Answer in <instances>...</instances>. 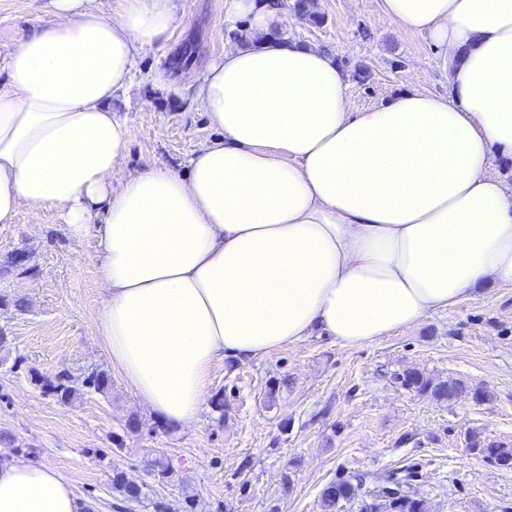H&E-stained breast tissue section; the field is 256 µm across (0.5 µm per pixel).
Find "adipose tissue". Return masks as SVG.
I'll return each mask as SVG.
<instances>
[{"label":"adipose tissue","instance_id":"obj_1","mask_svg":"<svg viewBox=\"0 0 512 512\" xmlns=\"http://www.w3.org/2000/svg\"><path fill=\"white\" fill-rule=\"evenodd\" d=\"M51 7L0 80V224L25 205L96 238V334L164 422H195L218 361L315 334L369 346L512 284V190L490 171L512 157V0H380L442 50L449 87L358 114L336 54L273 35L288 0H225L252 42L198 83L218 135L181 173L125 172L133 129L111 103L183 0ZM84 510L56 467L0 462V512Z\"/></svg>","mask_w":512,"mask_h":512}]
</instances>
